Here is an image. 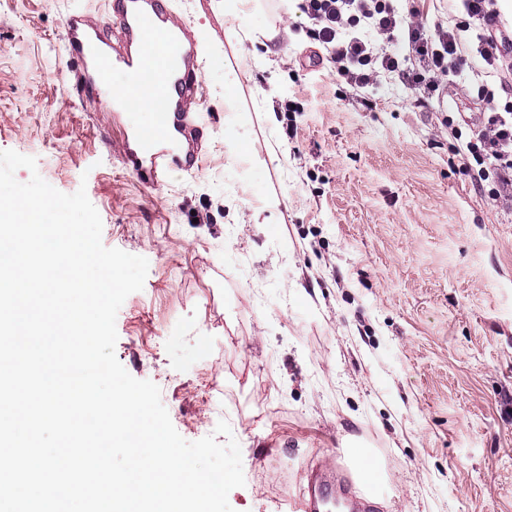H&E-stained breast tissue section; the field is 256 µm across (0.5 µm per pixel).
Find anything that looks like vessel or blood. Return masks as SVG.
I'll return each mask as SVG.
<instances>
[{"mask_svg":"<svg viewBox=\"0 0 512 512\" xmlns=\"http://www.w3.org/2000/svg\"><path fill=\"white\" fill-rule=\"evenodd\" d=\"M111 27L84 12L69 15L65 51L79 63L78 91L108 85L113 72L127 76L113 105L121 112L134 109L142 88H150L147 102L152 122L132 124L121 145L126 166L145 184L164 185L176 171L198 165V145L204 136L195 107L201 47L190 28L174 15L170 0H108ZM336 492V475L309 480L291 499V512H322Z\"/></svg>","mask_w":512,"mask_h":512,"instance_id":"obj_1","label":"vessel or blood"}]
</instances>
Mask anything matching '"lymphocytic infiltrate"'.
<instances>
[{
    "label": "lymphocytic infiltrate",
    "instance_id": "lymphocytic-infiltrate-1",
    "mask_svg": "<svg viewBox=\"0 0 512 512\" xmlns=\"http://www.w3.org/2000/svg\"><path fill=\"white\" fill-rule=\"evenodd\" d=\"M452 2L462 22L431 34L416 10H403L395 0H299L298 9L303 31L320 45L338 78L363 88L380 73L397 72L422 103L476 52L482 61L474 74L477 97L487 110L474 118L448 115L443 123L460 142L464 174L506 206L512 204V84L499 75L512 71V33L498 27V0ZM399 44L419 59L421 71L401 72Z\"/></svg>",
    "mask_w": 512,
    "mask_h": 512
}]
</instances>
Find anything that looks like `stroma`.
Here are the masks:
<instances>
[{"mask_svg":"<svg viewBox=\"0 0 512 512\" xmlns=\"http://www.w3.org/2000/svg\"><path fill=\"white\" fill-rule=\"evenodd\" d=\"M173 3L204 52L205 133L198 167L153 188L64 49L69 12L103 21L107 0H0V150L85 188L103 245L149 262L117 359L185 440L229 423L234 512H288L315 470L355 485L356 448L374 512H512V210L442 124L485 111L471 70L422 104L393 73L338 80L296 6Z\"/></svg>","mask_w":512,"mask_h":512,"instance_id":"35a3bbf8","label":"stroma"}]
</instances>
